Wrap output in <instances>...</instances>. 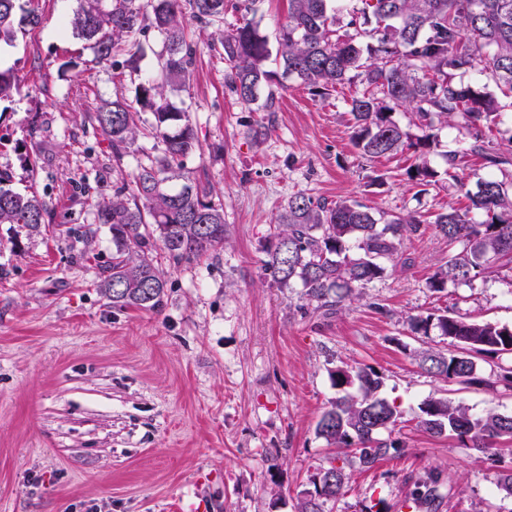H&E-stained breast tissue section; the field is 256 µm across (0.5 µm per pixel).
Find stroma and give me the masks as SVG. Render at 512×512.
<instances>
[{
    "mask_svg": "<svg viewBox=\"0 0 512 512\" xmlns=\"http://www.w3.org/2000/svg\"><path fill=\"white\" fill-rule=\"evenodd\" d=\"M34 6L42 26L0 43V69L18 80L0 119V169L13 190L51 202L57 224L39 233L0 224V512H296L333 453L315 426L337 395L331 373L344 364L380 375L406 420L396 434L404 450L351 469L331 512H362L377 499L398 512L431 470L442 474L438 512H512V498L497 489L512 468V439L500 441L499 454H482L413 422L432 397L480 414L512 410V394L428 375L418 352L450 349V341L408 325L445 307L511 326L512 265L434 291L428 281L447 261L448 243L429 227L404 240L358 299L324 317L302 288L277 287L262 263L269 227L296 194L353 197L427 220L462 202L487 173L464 122L441 131L430 157L439 175L421 185L407 175L410 151L371 161L358 154L346 106L355 85L320 99L272 60L273 81L284 86L277 111H244L224 85L218 38L240 13H226L220 26L189 24L193 77L168 100L190 113L202 149L185 159L184 172L223 205L226 241L218 254L167 264L161 310L116 308L94 286L112 260V235L92 223L81 190L111 196L160 143L138 136L113 168L91 115L118 98L134 102L163 41L141 36V71L121 78L91 64L84 41L61 32L78 0ZM446 151L461 158L452 175Z\"/></svg>",
    "mask_w": 512,
    "mask_h": 512,
    "instance_id": "obj_1",
    "label": "stroma"
}]
</instances>
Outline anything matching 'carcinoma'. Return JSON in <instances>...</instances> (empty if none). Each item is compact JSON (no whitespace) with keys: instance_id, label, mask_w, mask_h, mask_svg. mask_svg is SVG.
Listing matches in <instances>:
<instances>
[{"instance_id":"1","label":"carcinoma","mask_w":512,"mask_h":512,"mask_svg":"<svg viewBox=\"0 0 512 512\" xmlns=\"http://www.w3.org/2000/svg\"><path fill=\"white\" fill-rule=\"evenodd\" d=\"M348 10L341 0H288V18L276 32L277 51L268 37L246 18L253 0H80L70 20L76 36L88 43L93 61L112 62L117 75L139 69L135 36L153 29L164 37L160 56L163 83L142 81L136 104L152 113L150 133L163 145L157 155L137 165L131 191L114 190L109 200L89 197L93 223L112 233V262L100 273L97 288L115 307L157 310L163 304L166 258L192 262L224 248V208L206 200L205 187L184 178L182 159L201 148L186 111L173 109L167 89H183L194 68L195 53L186 38V20L209 26L228 9L243 12V23L221 35L224 61L230 70L225 83L237 102L250 112H274L282 87L271 84L266 69L271 55L280 57L284 74L311 94L325 98L337 87L359 80L362 90L347 100L352 116L351 141L369 159L412 152L414 178L428 185L438 176L429 155L439 146L438 132L461 118L467 127L491 128L500 111L512 107V0H360ZM18 0H0V42L13 36ZM344 33H338V28ZM481 68L501 93L486 86L455 82L456 75ZM17 79L0 70V103L11 101ZM404 109L412 114L413 134L392 118ZM132 106L114 100L96 108L92 119L119 163L142 133ZM471 154L488 168L512 167V152L489 154L477 143ZM185 179L180 188L169 183ZM10 174L0 170V224H18L32 232L54 223V211L36 193L20 194L6 187ZM469 204L435 215L431 225L459 251L430 277L438 292L469 284L501 263L512 265V185L493 175L466 192ZM424 220L414 214L388 215L366 203L344 198L315 199L305 194L288 198L270 225L264 269L281 288L304 290L314 311L337 310L359 297L360 290L395 261L403 240L421 233ZM412 331L434 328L456 344L453 351L429 348L419 366L428 374L460 385H495L478 377L481 356H512V327L490 321H468L438 309L410 319ZM338 388L357 386L329 403L316 434L335 454L311 476L313 493L301 497L296 512H326L325 505L343 497L346 468L370 470L403 448L397 439H381L379 422L394 429L402 414L380 391L378 373L369 367L342 366L332 372ZM416 427L430 434L448 433L466 447L485 453L512 438V411L495 408L481 414L434 397L419 407ZM441 473L433 470L414 483L411 497L422 509L440 505Z\"/></svg>"}]
</instances>
